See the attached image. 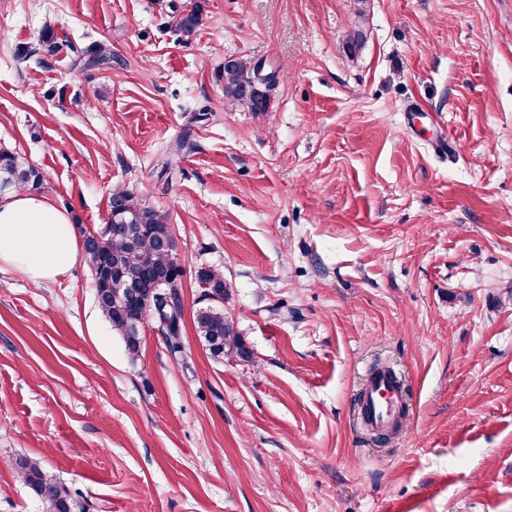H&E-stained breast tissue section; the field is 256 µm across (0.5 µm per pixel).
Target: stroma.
Masks as SVG:
<instances>
[{
    "mask_svg": "<svg viewBox=\"0 0 512 512\" xmlns=\"http://www.w3.org/2000/svg\"><path fill=\"white\" fill-rule=\"evenodd\" d=\"M0 149L82 226L163 216L184 309L133 358L83 261L0 270V512H45L22 456L83 512H512V0H0ZM202 267L253 361L200 341ZM224 94L230 101L247 107L251 112H267L270 107L268 95L252 90L244 70L230 61L224 62ZM360 405L362 419L367 417L380 434H388L404 405L408 407L401 390L381 375L370 376Z\"/></svg>",
    "mask_w": 512,
    "mask_h": 512,
    "instance_id": "obj_1",
    "label": "stroma"
}]
</instances>
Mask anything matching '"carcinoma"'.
Segmentation results:
<instances>
[{
    "label": "carcinoma",
    "instance_id": "obj_1",
    "mask_svg": "<svg viewBox=\"0 0 512 512\" xmlns=\"http://www.w3.org/2000/svg\"><path fill=\"white\" fill-rule=\"evenodd\" d=\"M199 12L196 5L178 15L176 29L183 34H191L198 25ZM224 94L252 112H266L270 107L268 95L252 90L244 70L229 61L224 63ZM1 179L8 180L12 192L35 191L43 183V176L38 170L19 155L5 150L0 151ZM110 224L141 225L138 244L133 247L124 238L111 234L107 229ZM171 236L172 228L165 219L142 203L134 192L124 188L112 192L107 225L83 232L82 260L93 273L95 290L99 293L106 289L113 294V298L100 306V310L133 357L139 351L140 335L132 333L130 322L138 316L140 308L135 300L124 296L122 282L126 280H137L147 287L157 278L166 279L168 288L156 297L149 317L158 322L169 321L167 344L172 352L181 351L183 304L179 288L183 270L175 254L167 247ZM196 280L206 286V305L195 311L194 322L210 355L219 359L233 352L244 361L251 360L250 349L234 331L231 319L224 314V297L228 292L224 275L202 267L196 271ZM17 467L31 493L45 504L46 512H70L75 505L74 498L37 462L21 457Z\"/></svg>",
    "mask_w": 512,
    "mask_h": 512
}]
</instances>
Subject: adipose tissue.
Here are the masks:
<instances>
[{
  "instance_id": "obj_1",
  "label": "adipose tissue",
  "mask_w": 512,
  "mask_h": 512,
  "mask_svg": "<svg viewBox=\"0 0 512 512\" xmlns=\"http://www.w3.org/2000/svg\"><path fill=\"white\" fill-rule=\"evenodd\" d=\"M78 250L68 213L46 198L15 192L0 199V270L15 271L38 286L66 275Z\"/></svg>"
}]
</instances>
